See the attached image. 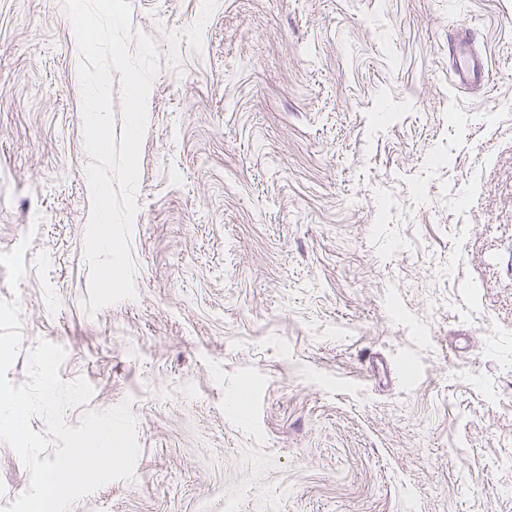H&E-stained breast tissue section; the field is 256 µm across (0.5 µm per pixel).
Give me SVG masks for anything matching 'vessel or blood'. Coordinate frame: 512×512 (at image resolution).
<instances>
[{
    "mask_svg": "<svg viewBox=\"0 0 512 512\" xmlns=\"http://www.w3.org/2000/svg\"><path fill=\"white\" fill-rule=\"evenodd\" d=\"M449 80L461 92L479 90L486 79L487 59L477 49L471 31L464 26L451 30L448 37Z\"/></svg>",
    "mask_w": 512,
    "mask_h": 512,
    "instance_id": "1",
    "label": "vessel or blood"
}]
</instances>
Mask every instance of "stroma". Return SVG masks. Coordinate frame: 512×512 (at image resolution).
I'll return each mask as SVG.
<instances>
[{"label":"stroma","mask_w":512,"mask_h":512,"mask_svg":"<svg viewBox=\"0 0 512 512\" xmlns=\"http://www.w3.org/2000/svg\"><path fill=\"white\" fill-rule=\"evenodd\" d=\"M472 28L489 77L449 84ZM136 296L88 315L65 0H0V252L133 480L72 512H512V0H131ZM0 441V504L29 486Z\"/></svg>","instance_id":"stroma-1"}]
</instances>
